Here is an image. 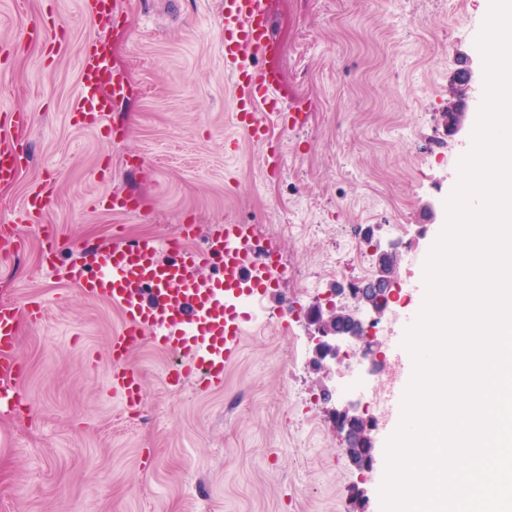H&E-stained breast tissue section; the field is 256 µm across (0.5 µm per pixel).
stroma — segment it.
I'll return each mask as SVG.
<instances>
[{
  "instance_id": "stroma-1",
  "label": "stroma",
  "mask_w": 512,
  "mask_h": 512,
  "mask_svg": "<svg viewBox=\"0 0 512 512\" xmlns=\"http://www.w3.org/2000/svg\"><path fill=\"white\" fill-rule=\"evenodd\" d=\"M279 68L274 100L259 105L256 142L234 123L224 72L222 0H120L96 29L81 0H0V139L22 163L0 181V225L26 197L54 186L22 246L0 251V301L44 305L20 317L12 358L24 366L21 405L0 412V512H356L358 473L339 447L321 396L351 375L369 414L383 417L390 374L311 366L303 313L336 283L373 274L370 244L406 242L395 300L377 326L382 349L402 316L424 304V278L446 225L459 161L473 143L481 82L454 84L462 57L480 60L475 35L492 0H266ZM55 13L68 47L46 64L43 21ZM102 37L129 88L101 126L73 111L86 41ZM470 107L466 132L448 136L454 96ZM308 107L289 120L295 103ZM131 197L134 213L103 200ZM15 224V223H14ZM195 227L203 248L225 224L246 228L253 257L285 266L265 291L236 301L244 335L224 384L171 386L172 350L134 346L135 403L112 391L119 309L57 279L87 245L177 236Z\"/></svg>"
}]
</instances>
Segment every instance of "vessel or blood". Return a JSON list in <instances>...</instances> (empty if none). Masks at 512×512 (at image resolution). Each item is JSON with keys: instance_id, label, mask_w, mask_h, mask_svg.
<instances>
[{"instance_id": "vessel-or-blood-1", "label": "vessel or blood", "mask_w": 512, "mask_h": 512, "mask_svg": "<svg viewBox=\"0 0 512 512\" xmlns=\"http://www.w3.org/2000/svg\"><path fill=\"white\" fill-rule=\"evenodd\" d=\"M117 0H82L87 19L106 27L117 14ZM275 39L265 0H224V70L233 78L236 122L253 139L262 140L267 119L256 111L260 101L281 86L278 70L251 66L247 54L267 55ZM127 86L121 76L110 73L105 46L89 43L82 59V76L74 110L81 122L99 126L114 101L124 99ZM19 159L12 144L0 142V181L14 178ZM52 187L45 186L27 197L20 222L33 224L48 210ZM242 225L228 224L210 238L205 248L190 250L179 243L162 247L158 239L140 238L113 244L100 243L84 249L78 263L65 273L66 279L85 296L116 306L123 328L112 338L114 354L124 355L144 337L183 352L185 358L170 377L172 383L193 374H203L208 384L221 385L224 368L237 355L243 327L236 312L224 306L226 289L250 278L253 292L264 288L260 265L243 259ZM224 264L223 282L204 279L200 270L214 261ZM19 309L0 302V409H12L15 396L8 382L23 369L9 353L16 338ZM114 394L134 399L139 374L121 364L112 368Z\"/></svg>"}]
</instances>
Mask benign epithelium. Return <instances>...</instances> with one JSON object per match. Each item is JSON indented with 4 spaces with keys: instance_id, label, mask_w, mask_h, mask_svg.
<instances>
[{
    "instance_id": "7a95c632",
    "label": "benign epithelium",
    "mask_w": 512,
    "mask_h": 512,
    "mask_svg": "<svg viewBox=\"0 0 512 512\" xmlns=\"http://www.w3.org/2000/svg\"><path fill=\"white\" fill-rule=\"evenodd\" d=\"M465 109L462 100L453 103L445 123L448 135L455 136L463 130ZM404 248L405 244L395 239L373 247L375 271L371 279L340 286L335 290L336 300L323 307L314 305L305 312L307 323L314 327L313 360L318 368L329 373L336 367H347V361L357 357L368 362L372 374L387 369L378 336L370 332V327L377 325L389 309ZM330 415L341 450L358 471L360 482H365L375 463L379 420L351 399L336 402Z\"/></svg>"
}]
</instances>
